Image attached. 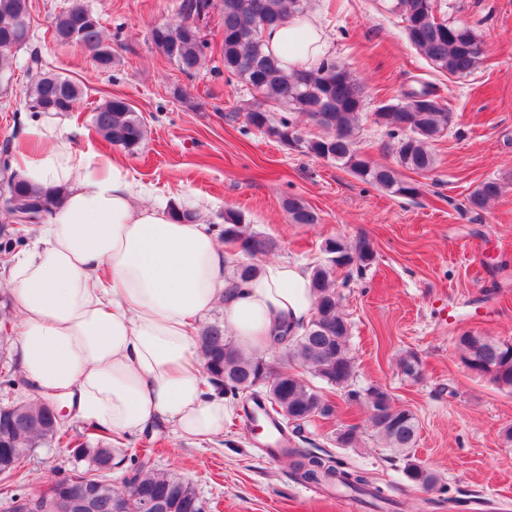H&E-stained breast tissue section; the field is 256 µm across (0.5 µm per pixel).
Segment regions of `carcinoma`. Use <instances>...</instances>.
Segmentation results:
<instances>
[{
  "label": "carcinoma",
  "instance_id": "obj_1",
  "mask_svg": "<svg viewBox=\"0 0 512 512\" xmlns=\"http://www.w3.org/2000/svg\"><path fill=\"white\" fill-rule=\"evenodd\" d=\"M307 0H182L178 19L152 29L156 50L186 75H192L203 63L208 43L196 32L211 11H218L224 27V75L228 82L248 84L259 98L243 100L235 114H244L247 123L267 136L302 152L335 162L362 181L396 196L414 198L420 194L415 183L402 179L400 169L414 173L431 169L435 159L431 145L454 122V112L430 86L412 90L397 103H381L375 110L377 123L388 128L396 139L398 168L373 163L357 147L356 134L365 110V88L343 64L326 59L318 66L286 72L266 51L263 34L272 26L287 23L306 11ZM31 0H0V85L9 86L15 72V53L28 40ZM391 12L400 17L409 44L435 69L450 76H467L482 63L480 36L467 23L441 20L436 16L434 0H394ZM52 35L60 43L77 45L93 64L103 70L112 68L116 55L105 39L99 18L81 0L56 14L51 20ZM30 107L36 112H72L82 90L71 79L44 72L30 82L26 90ZM275 104L286 111L276 117L265 108ZM315 121L324 134L316 138L303 135L291 115ZM95 132L111 145L125 150L137 148L145 137V125L133 107L121 97L104 100L94 110ZM7 197L0 210L11 222L22 223L28 216L57 208L60 192L41 190L16 177L6 180ZM504 186L486 181L469 194L472 211L481 210L501 195ZM291 224H314L317 216L306 201L289 197L283 203ZM232 252L234 273L249 279L258 272L250 261L257 255L276 251L279 244L268 236L249 234L241 213H224L220 231ZM324 263L311 273L315 311L298 333L285 338L281 356L295 362L302 371L293 373L275 369L263 357L247 354L224 333V324L214 322L196 336L209 381L220 385L224 395L243 404L256 403L280 418L292 434L301 435L305 425L334 413V405L305 377L332 387H348L355 375L351 354L350 325L339 309L333 274L337 269L370 266L374 250L368 240L352 247L342 239L330 238L322 245ZM464 365L487 378L500 389L512 391V344L495 342L473 332L458 337ZM348 396L367 399L371 409V427L387 447L404 454V471L409 480L425 489L438 483L435 473L410 457L419 424L414 413L393 405L389 395L378 387L351 389ZM68 438L52 411L41 398L0 408V474H19V464L33 456L38 448L60 445ZM71 457L84 469L54 480L49 491L68 496L78 487L76 481L88 478L85 500L89 512H116L117 504L125 512H140L141 503L153 502L157 512H205L194 485L183 477L149 464L133 453L117 457L120 448L112 447V438L100 436L92 441L66 443ZM278 457L289 461L292 474L301 482L327 489L345 490L366 499L373 509L394 508L396 500L374 484L363 470L346 466L328 453L314 454L288 446ZM129 461L134 471L132 493L119 491L103 473Z\"/></svg>",
  "mask_w": 512,
  "mask_h": 512
}]
</instances>
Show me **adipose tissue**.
<instances>
[{"label": "adipose tissue", "mask_w": 512, "mask_h": 512, "mask_svg": "<svg viewBox=\"0 0 512 512\" xmlns=\"http://www.w3.org/2000/svg\"><path fill=\"white\" fill-rule=\"evenodd\" d=\"M264 40L287 71L328 51L308 14L268 29ZM24 135L10 173L62 198L38 246L5 274L20 375L37 394L74 398L78 419L118 436L157 420L185 440L222 435L232 409L203 375L199 321L222 307L224 329L242 350H266L310 319L309 275L271 261L240 280L214 227L147 201L125 164L73 149V129L33 118Z\"/></svg>", "instance_id": "adipose-tissue-1"}]
</instances>
